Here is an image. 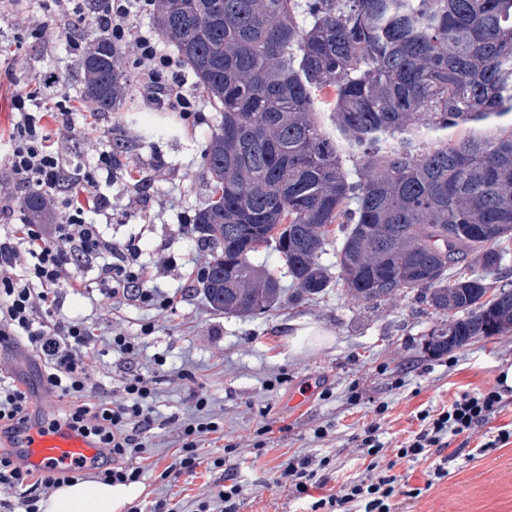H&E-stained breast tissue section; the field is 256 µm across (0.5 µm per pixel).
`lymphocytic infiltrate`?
<instances>
[{
  "label": "lymphocytic infiltrate",
  "instance_id": "obj_1",
  "mask_svg": "<svg viewBox=\"0 0 512 512\" xmlns=\"http://www.w3.org/2000/svg\"><path fill=\"white\" fill-rule=\"evenodd\" d=\"M49 1L54 11L47 15L43 8ZM154 5L155 0H29L13 23L44 43H63L65 53L78 58L89 42L71 36L70 30L76 22L89 20L97 39L132 44L135 84L156 109L188 118L195 114L199 98L186 90L179 61L162 48L154 31L130 23L133 16L153 13ZM54 83L40 73L25 82L13 98V128L0 141V183L36 188L54 210L49 237L41 225L26 219L0 224V347H21L32 355L43 389L68 401L52 425L91 439L100 453L91 464L59 470L20 464L12 448L34 420L30 388L21 378L0 372V442L5 445L0 451V486L19 492L14 500L0 501V512H41L40 503L50 491L89 476L115 484L139 482L142 470L129 466L128 460L143 453L154 425L157 377L139 365L140 342L123 333L111 336L109 348L123 358L120 374H94L84 354L95 346L97 335L81 317L56 316L68 292L96 291L118 305L159 309L167 307L168 299L151 284L139 238L114 242L97 222V215L110 205L103 187L111 182L118 159L103 148L91 161L68 164L46 118H53L55 129L80 136L96 131L97 115L76 116L67 93L56 101L53 114H46L45 93ZM190 398L195 413L181 424L180 446L162 472L166 478L195 472L207 437L222 430L208 398L195 390ZM511 399L512 389L506 387L459 392L448 406L418 411L417 428L395 449L381 438L385 409L375 407L371 421L352 437L368 461L364 478L331 490L319 463L294 455L277 466L274 482L297 497L320 490L315 512H395L403 491L401 477L393 471L395 459L439 456L428 475L434 482L444 479L449 461L456 458L451 451L456 442L482 433L479 450L485 453L512 441V429L488 428Z\"/></svg>",
  "mask_w": 512,
  "mask_h": 512
}]
</instances>
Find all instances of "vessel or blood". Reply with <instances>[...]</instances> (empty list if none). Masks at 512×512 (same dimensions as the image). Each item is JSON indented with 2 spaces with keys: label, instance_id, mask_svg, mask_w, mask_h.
Here are the masks:
<instances>
[{
  "label": "vessel or blood",
  "instance_id": "obj_1",
  "mask_svg": "<svg viewBox=\"0 0 512 512\" xmlns=\"http://www.w3.org/2000/svg\"><path fill=\"white\" fill-rule=\"evenodd\" d=\"M19 445L24 450V463L42 468L89 461L99 453L91 440L65 428L45 432L40 427H31L21 437Z\"/></svg>",
  "mask_w": 512,
  "mask_h": 512
}]
</instances>
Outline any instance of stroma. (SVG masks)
<instances>
[{"instance_id": "obj_1", "label": "stroma", "mask_w": 512, "mask_h": 512, "mask_svg": "<svg viewBox=\"0 0 512 512\" xmlns=\"http://www.w3.org/2000/svg\"><path fill=\"white\" fill-rule=\"evenodd\" d=\"M0 132L15 119L13 84L30 72L46 71L56 79V93L80 94L78 60L43 45L30 32L0 15ZM220 125V114L206 105L199 118L182 119L158 112L131 90L117 112L101 115L97 137L60 134L69 162L90 158L98 137L123 144L120 165L107 194L111 208L98 221L112 238L141 237L146 244L155 288L170 297L165 309L113 306L67 295L57 318L86 315L98 334L122 332L142 339L139 363L157 372V424L146 450L133 466H146L139 495L124 512H149L158 499L174 512L207 499L225 471L236 472L244 486L237 512H312L311 499L288 496L273 482L276 467L293 455L327 458L333 485L366 474V461L351 436L372 418L371 407L385 406L386 436L404 440L417 426L415 414L446 405L455 393L498 386L502 364L512 363V334L479 337L443 355H431L426 342L438 319L426 312L413 292L403 289L390 299L351 300L343 287L331 286L315 299L282 302L270 312L239 318L213 310L195 273L209 265L212 248L188 247L175 236L180 214H195L212 196L204 168V150ZM305 321L329 334L324 344H292L289 322ZM149 323L153 331L141 336ZM163 366H155L156 356ZM192 371L195 382L184 380ZM313 387L306 405H289L290 395ZM210 398L212 413L224 420L223 440L206 441L204 460L195 474L162 478L163 467L178 446L181 418L192 412L191 390ZM268 437H260L263 426ZM324 427L325 439L314 431ZM266 449H258L259 440ZM231 443L224 453L222 443ZM223 456V467L207 462ZM426 462L400 460L394 471L416 498L398 497L396 512H512V443L482 455L459 456L448 465L447 479L427 485Z\"/></svg>"}]
</instances>
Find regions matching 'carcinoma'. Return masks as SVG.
Masks as SVG:
<instances>
[{
	"mask_svg": "<svg viewBox=\"0 0 512 512\" xmlns=\"http://www.w3.org/2000/svg\"><path fill=\"white\" fill-rule=\"evenodd\" d=\"M158 35L220 112L205 165L211 202L193 230L215 249L202 283L210 306L254 317L281 299L284 261L294 300L331 284L319 258L338 225L336 264L355 301L402 289L441 322L436 356L476 337L512 332V288L474 272L502 269L512 240V131L446 132L512 117V0H156ZM310 24L298 21L299 14ZM83 101L116 112L128 80L121 47L92 42ZM336 91V132L316 117L317 93ZM362 159L352 179L348 157ZM22 206L42 218L37 192Z\"/></svg>",
	"mask_w": 512,
	"mask_h": 512,
	"instance_id": "obj_1",
	"label": "carcinoma"
}]
</instances>
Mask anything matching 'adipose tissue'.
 Masks as SVG:
<instances>
[{"instance_id": "obj_1", "label": "adipose tissue", "mask_w": 512, "mask_h": 512, "mask_svg": "<svg viewBox=\"0 0 512 512\" xmlns=\"http://www.w3.org/2000/svg\"><path fill=\"white\" fill-rule=\"evenodd\" d=\"M136 494L130 484L81 480L55 489L42 508L44 512H123Z\"/></svg>"}]
</instances>
